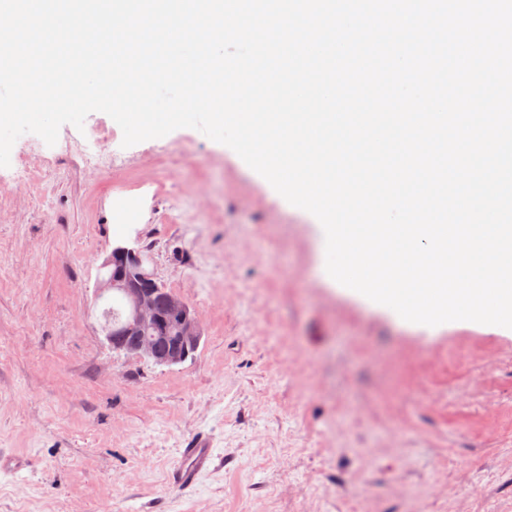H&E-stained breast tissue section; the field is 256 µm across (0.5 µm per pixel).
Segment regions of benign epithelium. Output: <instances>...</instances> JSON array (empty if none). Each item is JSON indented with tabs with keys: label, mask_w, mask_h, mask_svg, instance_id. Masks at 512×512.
Here are the masks:
<instances>
[{
	"label": "benign epithelium",
	"mask_w": 512,
	"mask_h": 512,
	"mask_svg": "<svg viewBox=\"0 0 512 512\" xmlns=\"http://www.w3.org/2000/svg\"><path fill=\"white\" fill-rule=\"evenodd\" d=\"M150 257L142 250L117 245L102 263L99 294H122L128 310L115 327H104L105 339L118 350L121 341L133 340L130 353L158 365H178L197 351L201 327L196 310L181 296L165 292L166 311L160 312L156 296L160 283L149 269Z\"/></svg>",
	"instance_id": "1"
}]
</instances>
